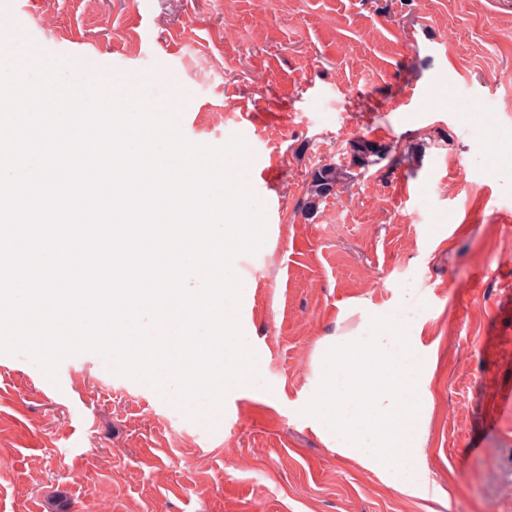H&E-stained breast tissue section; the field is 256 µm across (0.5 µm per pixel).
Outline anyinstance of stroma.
<instances>
[{
	"label": "stroma",
	"instance_id": "35a3bbf8",
	"mask_svg": "<svg viewBox=\"0 0 512 512\" xmlns=\"http://www.w3.org/2000/svg\"><path fill=\"white\" fill-rule=\"evenodd\" d=\"M16 4L58 52L102 57L150 102L179 80L185 141L242 137L266 235L234 270L261 371L216 419L99 352L52 379L0 354V512L58 497L69 512H512V0ZM361 137L391 160L306 216L311 170L349 163ZM374 309L436 349L412 493L303 411L324 341Z\"/></svg>",
	"mask_w": 512,
	"mask_h": 512
}]
</instances>
